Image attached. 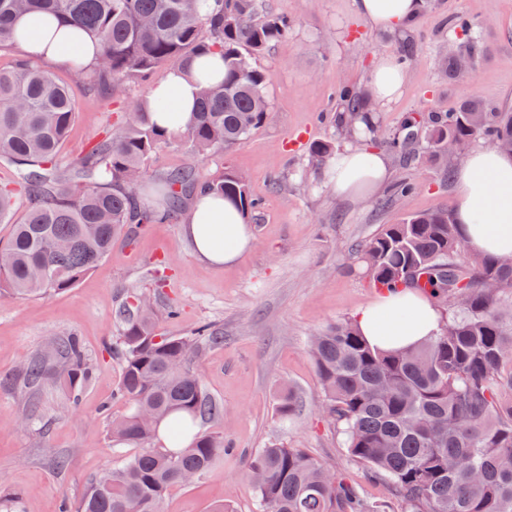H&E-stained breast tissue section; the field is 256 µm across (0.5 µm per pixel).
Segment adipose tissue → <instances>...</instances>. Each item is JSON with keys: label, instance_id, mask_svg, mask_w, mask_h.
Masks as SVG:
<instances>
[{"label": "adipose tissue", "instance_id": "obj_1", "mask_svg": "<svg viewBox=\"0 0 512 512\" xmlns=\"http://www.w3.org/2000/svg\"><path fill=\"white\" fill-rule=\"evenodd\" d=\"M357 14L383 31L406 29L416 20L423 0H355ZM29 35L22 48L35 58L69 64L73 54L93 63L96 48L77 28L58 25L50 16L31 14L21 19ZM404 83V69L394 58H384L366 85L365 94L377 103L393 99ZM200 83L195 71L173 69L144 100L152 119L169 129L185 127L193 118ZM169 111L157 110V103ZM391 178L388 158L377 151L346 147L328 167V179L337 195L361 201ZM456 200L453 219L475 253L512 255V154L491 148L470 152L454 171ZM183 233L198 258L225 266L237 262L253 240L244 215L229 201L200 197L186 214ZM355 324L367 341L384 351L407 348L435 333L440 314L431 297L411 288L381 291L377 301L359 312Z\"/></svg>", "mask_w": 512, "mask_h": 512}]
</instances>
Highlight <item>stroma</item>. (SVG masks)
Masks as SVG:
<instances>
[{
    "mask_svg": "<svg viewBox=\"0 0 512 512\" xmlns=\"http://www.w3.org/2000/svg\"><path fill=\"white\" fill-rule=\"evenodd\" d=\"M262 6L291 20L287 35L256 60L270 76L271 117L240 145L199 164L206 175L232 169L247 176L259 202L248 215L252 247L233 265L211 266L195 256L181 223L150 224L133 239H117L111 253L68 292L0 299V377L17 372L51 338L68 334L82 340L93 363L76 403L51 378L32 397L0 388V495L17 498L18 512H61L91 478L133 455V448L111 443L105 409L121 374L112 355L113 314L135 291L151 293L160 308L179 305L176 319L160 320V333L186 336L204 324L224 332L223 345L205 349L198 370L224 406L223 418L211 428L223 433L231 449L196 482L172 488L163 512H212L222 503L235 512H255L247 460L273 443L304 450L369 499L390 497L385 482L349 458L337 426L323 417L308 348L319 330L354 319L375 302L378 291L356 263L360 246L406 214L452 211L453 184L440 165L406 166L388 154L395 176L413 180L416 191L385 209L376 193L353 203L337 196L309 146L317 140L340 149L349 145L335 121L336 90L364 86L387 56L402 59L405 79L399 96L375 110L376 151L388 153V138L407 118L452 112L472 97L492 110H512V0H424L409 32L417 50L407 60L396 33L359 18L354 0H262ZM457 15L474 23L480 54L469 74L451 80L435 59ZM167 73L163 67L148 82L126 85L108 112L97 106L92 91L74 87L78 118L62 162L79 156L104 127L120 124L127 104L146 97ZM159 259L166 266L158 272V286L153 266ZM286 385L300 407L284 421L276 401ZM55 453L68 456L65 471L54 469Z\"/></svg>",
    "mask_w": 512,
    "mask_h": 512,
    "instance_id": "1",
    "label": "stroma"
}]
</instances>
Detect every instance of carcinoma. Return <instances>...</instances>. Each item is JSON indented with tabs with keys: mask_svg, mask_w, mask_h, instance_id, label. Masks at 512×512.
<instances>
[{
	"mask_svg": "<svg viewBox=\"0 0 512 512\" xmlns=\"http://www.w3.org/2000/svg\"><path fill=\"white\" fill-rule=\"evenodd\" d=\"M47 11L82 28L99 47L94 65L73 57L70 80L112 105L116 88L144 81L158 68L198 69L196 113L172 131L133 109L98 135L68 167L61 148L76 119L67 83L26 56L0 69V161L12 181L0 186V224L10 234L0 246V297L63 293L112 251V242L142 224L178 219L183 200L219 196L249 213L258 208L246 180L232 170L201 175L197 162L243 142L270 117L269 75L256 58L288 34L286 15L256 17V0H0V53L25 34L17 19ZM219 54L220 75L207 67ZM472 50L442 54L445 73H466ZM338 123L350 139L373 133V105L351 86L337 92ZM495 142L512 151V112H488L470 100L455 112L408 120L388 146L404 161L446 156L448 139ZM178 146L194 163L160 177L166 202L139 204L136 188L162 147ZM416 185L396 181L380 201L388 206ZM465 241L446 212L407 215L385 225L358 250V264L376 288H419L440 303L458 292L466 302L418 345L393 351L372 347L351 321L320 332L311 355L323 395V413L337 424L348 455L387 482L401 512H512V322L500 293L512 288V264L496 255L457 256ZM119 334L112 355L122 365L112 400L124 412L110 417V438L138 452L93 479L76 507L63 512H162L167 493L199 478L224 455V436L201 430L224 415L205 389L197 360L206 346L224 342L204 324L190 336H162L143 292L114 314ZM53 372L79 402L92 363L76 336L56 337L15 375L36 386ZM293 389L278 398L281 419L297 411ZM258 512H390L299 448L272 444L250 455Z\"/></svg>",
	"mask_w": 512,
	"mask_h": 512,
	"instance_id": "1",
	"label": "carcinoma"
}]
</instances>
